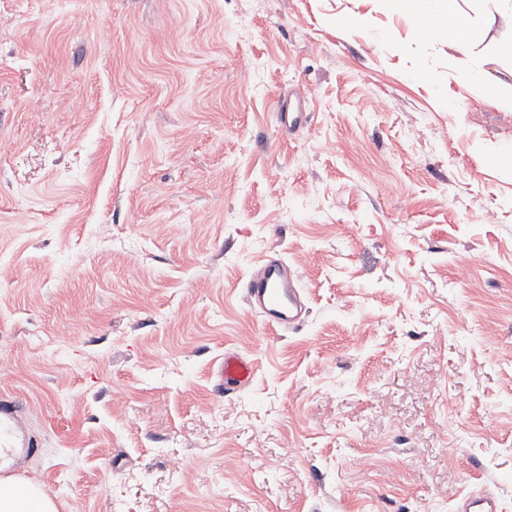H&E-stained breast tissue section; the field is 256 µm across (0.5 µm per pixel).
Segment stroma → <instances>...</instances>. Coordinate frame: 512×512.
<instances>
[{
	"instance_id": "1",
	"label": "stroma",
	"mask_w": 512,
	"mask_h": 512,
	"mask_svg": "<svg viewBox=\"0 0 512 512\" xmlns=\"http://www.w3.org/2000/svg\"><path fill=\"white\" fill-rule=\"evenodd\" d=\"M461 6L466 52L385 0H0V396L58 512H512V101L467 80L512 55ZM272 252L295 329L242 301ZM215 375L224 391H239L249 387L254 379L253 362L238 351H227L216 367ZM455 512H500L496 497L489 492H476L465 495L457 504Z\"/></svg>"
}]
</instances>
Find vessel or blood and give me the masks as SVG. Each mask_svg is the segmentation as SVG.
<instances>
[{
	"instance_id": "b4317fda",
	"label": "vessel or blood",
	"mask_w": 512,
	"mask_h": 512,
	"mask_svg": "<svg viewBox=\"0 0 512 512\" xmlns=\"http://www.w3.org/2000/svg\"><path fill=\"white\" fill-rule=\"evenodd\" d=\"M244 298L248 307L261 316L264 326L272 330L296 328L307 313L296 269L274 253L251 274ZM215 375L224 390L239 391L252 384L254 364L239 352L228 351ZM17 419L11 403L0 398V455L10 448L29 452L35 448L34 442L20 433ZM455 512H499V506L493 494L474 491L462 497Z\"/></svg>"
}]
</instances>
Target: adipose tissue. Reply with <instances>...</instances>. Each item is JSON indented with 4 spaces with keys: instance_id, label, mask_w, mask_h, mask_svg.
<instances>
[{
    "instance_id": "adipose-tissue-1",
    "label": "adipose tissue",
    "mask_w": 512,
    "mask_h": 512,
    "mask_svg": "<svg viewBox=\"0 0 512 512\" xmlns=\"http://www.w3.org/2000/svg\"><path fill=\"white\" fill-rule=\"evenodd\" d=\"M392 12L415 18L429 37L463 43L472 19L459 0H387ZM0 512H56V506L40 488L22 496L19 484L0 479Z\"/></svg>"
}]
</instances>
